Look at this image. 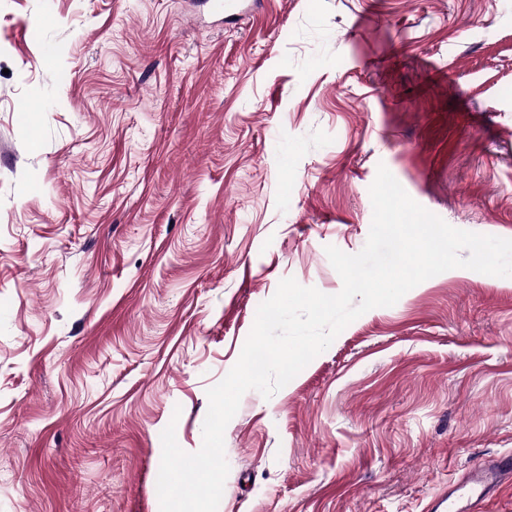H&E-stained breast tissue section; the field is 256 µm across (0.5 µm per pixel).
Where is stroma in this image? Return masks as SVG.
Returning a JSON list of instances; mask_svg holds the SVG:
<instances>
[{
    "label": "stroma",
    "mask_w": 512,
    "mask_h": 512,
    "mask_svg": "<svg viewBox=\"0 0 512 512\" xmlns=\"http://www.w3.org/2000/svg\"><path fill=\"white\" fill-rule=\"evenodd\" d=\"M381 164L512 239V0H0V512H160L162 431L280 280L341 290ZM224 452L218 512H432L512 457V277L366 312Z\"/></svg>",
    "instance_id": "35a3bbf8"
}]
</instances>
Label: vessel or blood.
Instances as JSON below:
<instances>
[{
	"instance_id": "b4317fda",
	"label": "vessel or blood",
	"mask_w": 512,
	"mask_h": 512,
	"mask_svg": "<svg viewBox=\"0 0 512 512\" xmlns=\"http://www.w3.org/2000/svg\"><path fill=\"white\" fill-rule=\"evenodd\" d=\"M512 477V460L492 456L473 467L464 489H450L436 501L440 512H470L478 501L492 494L505 480Z\"/></svg>"
}]
</instances>
